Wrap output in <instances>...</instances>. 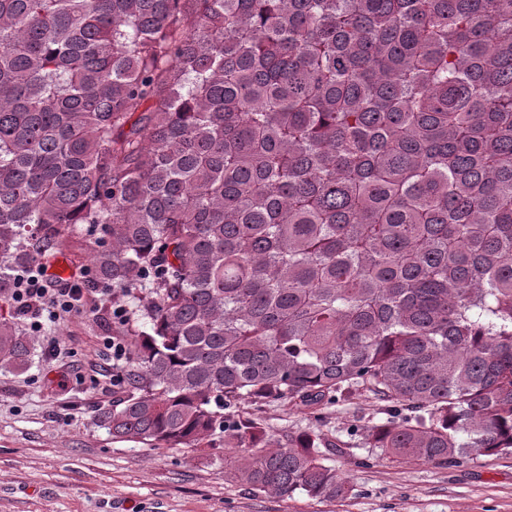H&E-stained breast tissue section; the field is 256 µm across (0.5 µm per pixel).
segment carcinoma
I'll return each mask as SVG.
<instances>
[{
  "mask_svg": "<svg viewBox=\"0 0 512 512\" xmlns=\"http://www.w3.org/2000/svg\"><path fill=\"white\" fill-rule=\"evenodd\" d=\"M98 230L112 437L344 500L339 445L237 407L364 391L384 457L512 454V0H0V300Z\"/></svg>",
  "mask_w": 512,
  "mask_h": 512,
  "instance_id": "cac0c4a2",
  "label": "carcinoma"
}]
</instances>
